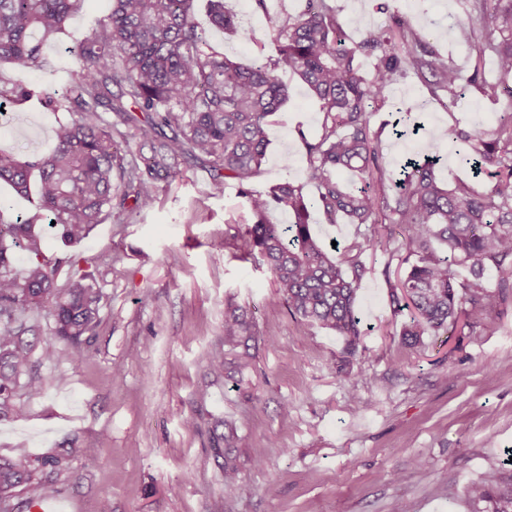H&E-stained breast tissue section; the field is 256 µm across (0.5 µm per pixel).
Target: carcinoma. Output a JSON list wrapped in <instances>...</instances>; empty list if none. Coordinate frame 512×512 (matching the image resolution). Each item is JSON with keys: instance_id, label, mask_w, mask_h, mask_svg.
Masks as SVG:
<instances>
[{"instance_id": "carcinoma-1", "label": "carcinoma", "mask_w": 512, "mask_h": 512, "mask_svg": "<svg viewBox=\"0 0 512 512\" xmlns=\"http://www.w3.org/2000/svg\"><path fill=\"white\" fill-rule=\"evenodd\" d=\"M83 0H0V63L27 72L47 64L46 42L66 32V22ZM110 13L75 39L72 52L80 70L61 90L36 91L16 84L0 91L4 103L37 99L53 112L77 118L56 129V146L48 154L22 158L0 150V181L26 195L35 188V213L0 221V419L19 416L14 401L19 387L32 397L38 380L20 384L28 370L31 344L21 319L33 308H47L56 342L45 344L44 358L71 362L84 358L90 346L85 334L97 322L99 288L93 274L83 273L67 286L57 285L44 259L45 228L65 241L83 239L112 216L113 207L134 213L150 205L159 182L182 176L179 162L209 164L214 184L230 179L237 185L250 223L247 244L258 251L294 319L318 323L356 349L363 331L356 315L357 292L366 274L364 248L405 252L409 264L391 288L390 302L412 308L403 328L404 342L421 345L425 336H452L460 319L496 324L490 310L512 288V88L508 111L488 129L448 128V141L471 177L447 183L434 165L408 159L393 183L392 194L378 195L344 180L348 172L362 182L385 176L382 132L372 126L369 105L384 102L394 75L409 66L428 81L435 97L453 105L470 84L499 97L502 84H487L480 64L491 56L503 77L512 76V0H469L475 20L457 25L455 38L476 50V63L465 78L425 35L394 19L391 30L365 28L352 39L327 0H307L297 15L270 17L277 53L265 60L236 61L210 47L195 21L196 0H111ZM213 26L240 38L224 11L223 0H209ZM373 56L365 72L356 56ZM299 77L320 103L322 132L310 141L298 131L308 158L307 181L317 194L287 180L266 190L253 187L269 145V117L288 100L282 75ZM118 92H112V88ZM112 112L110 122L103 113ZM126 131H121V127ZM127 136L138 147L144 166L127 162L112 150L114 136ZM280 208L292 215L288 224L267 219ZM327 223L346 218L362 227L379 223V214L400 224L405 241L394 246L383 238L361 234L362 241L340 249L320 243L313 233V213ZM29 254L23 268L16 250ZM495 267L502 288L483 286L486 267ZM454 266L468 268L471 280L459 295ZM252 323L246 311L224 310V339L248 346ZM224 481L237 470L230 449L235 434L224 435ZM490 479L467 488L471 512H512V459L488 462ZM23 486L34 498L56 494L54 480L19 464L0 462V500Z\"/></svg>"}]
</instances>
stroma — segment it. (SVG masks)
Returning <instances> with one entry per match:
<instances>
[{"mask_svg":"<svg viewBox=\"0 0 512 512\" xmlns=\"http://www.w3.org/2000/svg\"><path fill=\"white\" fill-rule=\"evenodd\" d=\"M332 0L340 21L388 27L401 17L432 32L436 47L471 73L473 48L456 43L454 25L468 19L467 0ZM304 0H224L241 27V40L213 27L205 9L196 20L209 45L251 60L273 52L267 13H298ZM110 0H84L65 35L44 52L51 72L0 68V84H63L77 64L74 35L108 14ZM290 97L270 118V145L254 186L289 180L304 184L302 138L321 133L324 114L295 76ZM427 83L413 71L394 82L373 123L410 119L419 135L384 130L387 168L405 156L437 161L443 180L466 177L446 131L493 125L507 99L467 89L453 106L433 104ZM0 150L44 154L67 120L31 100L7 106ZM183 178L161 183L153 204L128 219L110 218L81 241L47 236L44 254L58 285L85 271L101 288L91 346L77 363L44 359L51 337L47 309L27 314L39 334L30 373L40 396L18 389L20 418L0 420V460L51 472L66 512H470L467 485L483 480L489 459L512 450V295L493 311L494 327L475 323L449 341H402L407 312H394L390 286L405 273L399 260L362 253L367 268L357 312L365 330L354 354L335 332L300 326L258 252L245 242L246 209L233 183L214 186L206 165L183 164ZM323 241L351 245L359 231L400 237L393 224H329L312 218ZM245 308L255 339L248 364L224 341L227 303ZM223 355L224 368L210 366ZM233 426L238 472L224 484V432Z\"/></svg>","mask_w":512,"mask_h":512,"instance_id":"obj_1","label":"stroma"}]
</instances>
